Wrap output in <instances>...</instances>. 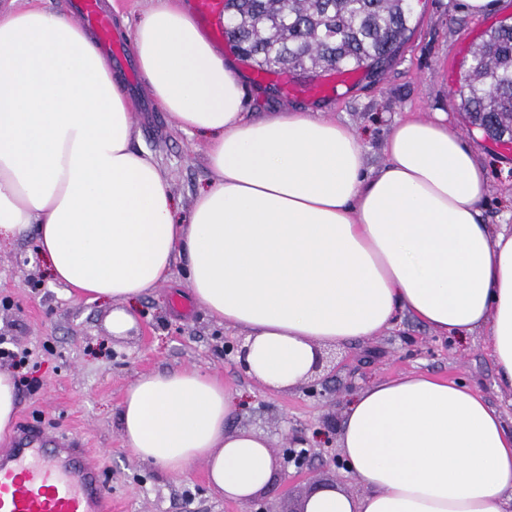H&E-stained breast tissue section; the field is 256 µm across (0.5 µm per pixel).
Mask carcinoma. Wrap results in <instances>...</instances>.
<instances>
[{
    "mask_svg": "<svg viewBox=\"0 0 512 512\" xmlns=\"http://www.w3.org/2000/svg\"><path fill=\"white\" fill-rule=\"evenodd\" d=\"M413 14V0H239L229 42L257 70L314 79L393 60ZM458 95L473 126L512 140L511 24L488 30L473 47Z\"/></svg>",
    "mask_w": 512,
    "mask_h": 512,
    "instance_id": "obj_1",
    "label": "carcinoma"
}]
</instances>
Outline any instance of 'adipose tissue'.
<instances>
[{
  "label": "adipose tissue",
  "instance_id": "ef3b65f1",
  "mask_svg": "<svg viewBox=\"0 0 512 512\" xmlns=\"http://www.w3.org/2000/svg\"><path fill=\"white\" fill-rule=\"evenodd\" d=\"M133 46L152 100L206 140L208 187L177 218L94 34L0 0V237L35 236L68 296L112 302L117 337L183 262L194 300L245 335L249 376L274 391L401 313L442 336L484 334L512 388V229L485 223L487 171L446 117L397 121L371 171L342 122L248 112L240 72L180 0H157ZM119 408L140 464L204 463L209 487L244 508L274 479L269 440L232 427L240 394L209 372L139 375ZM336 437L365 492L324 486L303 512H512V418L463 380L366 386Z\"/></svg>",
  "mask_w": 512,
  "mask_h": 512
}]
</instances>
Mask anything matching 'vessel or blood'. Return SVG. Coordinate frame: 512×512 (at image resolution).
Masks as SVG:
<instances>
[{
	"mask_svg": "<svg viewBox=\"0 0 512 512\" xmlns=\"http://www.w3.org/2000/svg\"><path fill=\"white\" fill-rule=\"evenodd\" d=\"M69 6L97 33L111 58H125L123 40L102 0H70ZM106 500L96 466L65 439L50 443L29 429L0 453V512H104Z\"/></svg>",
	"mask_w": 512,
	"mask_h": 512,
	"instance_id": "vessel-or-blood-1",
	"label": "vessel or blood"
}]
</instances>
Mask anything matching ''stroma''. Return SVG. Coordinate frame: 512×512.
I'll return each instance as SVG.
<instances>
[{
    "mask_svg": "<svg viewBox=\"0 0 512 512\" xmlns=\"http://www.w3.org/2000/svg\"><path fill=\"white\" fill-rule=\"evenodd\" d=\"M414 16L415 28L392 62L358 70L349 85L325 73L327 91L320 97L302 93V79L285 74L269 86L256 82L253 66L240 62L247 107L252 112L305 110L346 123L373 168L385 161L382 145L397 119L447 113L488 171L487 223L512 225V148L470 127L455 95L467 74L471 47L490 27L512 20V0L479 20L458 13L452 0H417ZM149 101L143 91L134 98L140 108L134 144L152 152L183 215L211 178L206 144L178 130L160 108L146 110ZM37 251L32 236L0 243V342L31 354L21 369L0 359V369L12 370L20 382L15 428L35 427L48 437L63 434L84 448L105 477L112 512H242L237 503L209 492L203 464L171 475L139 464L125 448L119 403L128 384L145 372L184 366L218 375L243 394L233 426L265 433L273 448L291 436L312 437L304 477L292 481L278 476V484H289L291 492L268 496L270 512L297 507L315 482L364 493V486L336 467L332 457L345 402L370 382L409 371L456 376L512 415V391L499 386L481 337L446 338L401 313L378 336L337 348L335 368L320 374L321 395H307L301 388L274 392L225 355V346L241 340V333L213 321L192 298L181 273L144 295L138 329L116 338L107 327L111 304L74 301L52 280Z\"/></svg>",
    "mask_w": 512,
    "mask_h": 512,
    "instance_id": "obj_1",
    "label": "stroma"
}]
</instances>
